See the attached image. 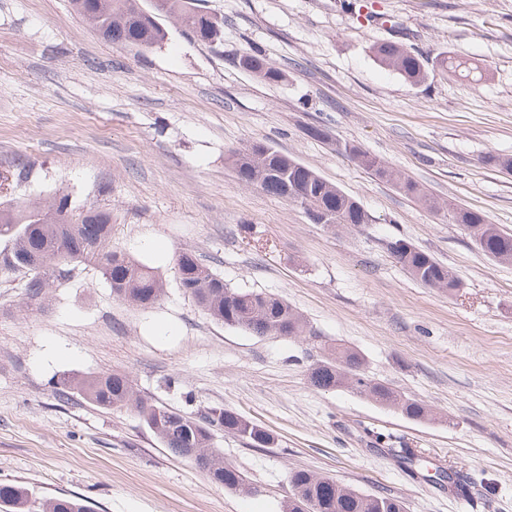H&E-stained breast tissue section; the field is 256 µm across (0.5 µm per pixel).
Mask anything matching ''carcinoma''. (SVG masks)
<instances>
[{
    "instance_id": "obj_1",
    "label": "carcinoma",
    "mask_w": 512,
    "mask_h": 512,
    "mask_svg": "<svg viewBox=\"0 0 512 512\" xmlns=\"http://www.w3.org/2000/svg\"><path fill=\"white\" fill-rule=\"evenodd\" d=\"M73 10L95 26L113 43L142 49L160 48L168 40L164 21L177 20L196 40L213 44L220 39L223 21L204 0H71ZM375 61L411 85L427 76L420 57L405 45L388 41L373 46ZM238 65L263 82L283 79L282 71L263 56L245 52ZM358 165L378 179L393 183L405 195L429 202L419 184L385 166L380 160L354 146H344ZM227 161L238 180L258 187L268 195L297 202L315 218L324 216L334 224L358 228L372 222L369 213L353 197L328 182L312 168L264 142L231 149ZM456 223L469 231L484 255L512 262V233L491 224L485 215L471 209L456 210ZM0 237L13 241V261L0 260V271L26 270L30 299H37L51 282L66 278L79 265H93L110 283L116 298L132 306L147 308L158 302L164 283L153 268L112 248L111 212L88 207L71 209L69 195L53 197L43 206L0 203ZM395 261L419 284L454 294L461 281L431 254L405 239L388 242ZM179 283L186 293L224 325L255 336L279 335L300 338L310 332L303 315L284 299L270 293L229 287L224 278L203 265L195 253L178 255ZM310 385L322 391L346 387L380 406L393 408L409 419L432 417L426 404L401 394L370 377L362 355L347 347L329 350L307 369ZM58 395L76 392L90 403L108 410L134 409L164 447L189 458L211 482L231 491L245 490V478L224 455L212 447L213 431L239 438L251 448L273 444L262 427L231 409H212L200 417L188 416L159 403L149 402L134 391L129 375L122 371L83 377L63 376ZM323 477L307 470L289 475L291 501L288 507L304 512H405L394 496L363 493L336 484V496L322 494ZM0 512H88L79 498H49L36 502L22 485L0 486Z\"/></svg>"
}]
</instances>
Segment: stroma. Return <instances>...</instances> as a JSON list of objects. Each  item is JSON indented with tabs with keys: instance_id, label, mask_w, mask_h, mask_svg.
<instances>
[{
	"instance_id": "stroma-1",
	"label": "stroma",
	"mask_w": 512,
	"mask_h": 512,
	"mask_svg": "<svg viewBox=\"0 0 512 512\" xmlns=\"http://www.w3.org/2000/svg\"><path fill=\"white\" fill-rule=\"evenodd\" d=\"M207 0L220 44L168 22L149 51L106 41L70 0H0V199L112 213V245L156 265L148 308L114 297L81 265L29 300L0 272V484L78 497L92 512H282L291 471L401 498L407 512H512V263L483 255L449 207L512 232V0ZM398 41L424 61L457 57L480 80L413 86L373 57ZM260 52L268 84L236 56ZM325 130L311 137L309 127ZM265 142L355 197L370 224L310 221L295 202L242 185L228 149ZM349 143L416 181L404 195L341 151ZM28 179L16 183L15 172ZM404 238L448 266L456 295L415 282L387 243ZM164 241L165 262L141 248ZM196 252L234 288L281 295L304 339L258 337L213 320L181 288L174 257ZM171 336H155L154 323ZM359 351L369 376L429 405L413 421L348 390L320 391L325 348ZM127 372L136 393L191 416L227 408L268 430L269 448L216 432L248 491L212 483L133 410L55 391L64 375ZM421 455L399 465L387 440ZM457 471L459 496L438 478ZM238 65L263 82L276 83L283 79L282 71L278 67L256 53L243 52L238 59Z\"/></svg>"
}]
</instances>
